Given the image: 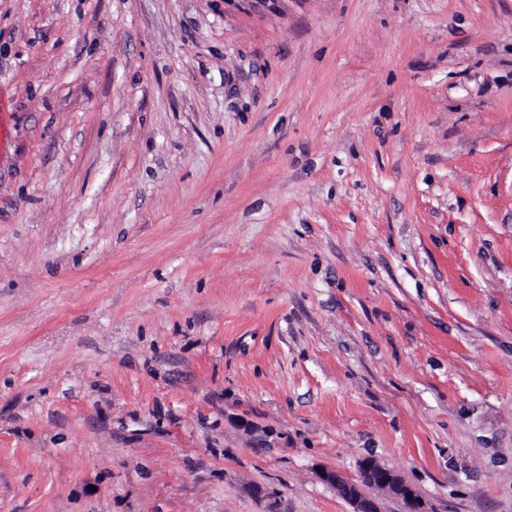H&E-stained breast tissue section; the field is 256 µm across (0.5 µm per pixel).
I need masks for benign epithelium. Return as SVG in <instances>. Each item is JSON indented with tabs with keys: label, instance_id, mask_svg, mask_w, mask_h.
<instances>
[{
	"label": "benign epithelium",
	"instance_id": "benign-epithelium-1",
	"mask_svg": "<svg viewBox=\"0 0 512 512\" xmlns=\"http://www.w3.org/2000/svg\"><path fill=\"white\" fill-rule=\"evenodd\" d=\"M359 473V480L352 481L333 469H325L321 472V478L334 485L354 506L353 512H379L376 502L366 493V489L370 487L389 491L403 502L405 512H423L421 500L415 490L397 474L380 466L373 459H363Z\"/></svg>",
	"mask_w": 512,
	"mask_h": 512
}]
</instances>
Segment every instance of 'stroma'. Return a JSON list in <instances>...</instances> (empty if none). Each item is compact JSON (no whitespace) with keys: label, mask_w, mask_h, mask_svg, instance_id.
I'll list each match as a JSON object with an SVG mask.
<instances>
[{"label":"stroma","mask_w":512,"mask_h":512,"mask_svg":"<svg viewBox=\"0 0 512 512\" xmlns=\"http://www.w3.org/2000/svg\"><path fill=\"white\" fill-rule=\"evenodd\" d=\"M512 512V0H0V512ZM359 468L358 481L346 479L333 469H324L321 472V478L334 485L354 506L353 512H380L376 502L365 491L370 487L389 491L403 502L405 512H423L421 500L415 490L397 474L380 466L371 458H364Z\"/></svg>","instance_id":"1"}]
</instances>
